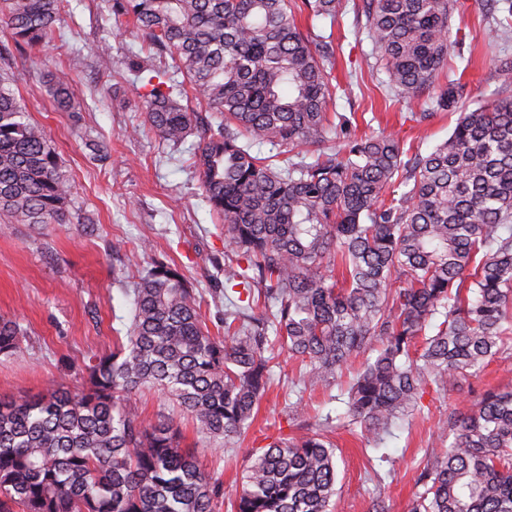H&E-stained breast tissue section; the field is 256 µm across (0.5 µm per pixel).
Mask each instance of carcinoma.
Here are the masks:
<instances>
[{
    "mask_svg": "<svg viewBox=\"0 0 512 512\" xmlns=\"http://www.w3.org/2000/svg\"><path fill=\"white\" fill-rule=\"evenodd\" d=\"M66 0H0V217L61 224L72 182L18 97L25 54L59 37ZM142 38L128 68L145 119L192 145L203 197L224 226V286H240L210 333L201 300L157 261L129 289L126 342L81 369L84 384L0 401V512H216L221 487L181 447L174 419L131 404L163 391L202 437L237 442L251 426L279 347L303 365L302 389L361 369L348 424L377 441L428 389L455 387L512 333V99L459 114L424 156L393 134L367 135L327 112L338 92L331 37L298 16L336 22L340 0H110ZM454 0H365V28L422 120L445 109ZM156 59L154 65L150 60ZM54 104L70 73L47 75ZM337 139L334 151L327 143ZM269 143L275 153H252ZM27 330L0 319V355ZM422 340V349L416 348ZM336 451L316 432L272 439L251 459L232 512H330ZM412 512H512V390H489L457 420L454 441L418 478Z\"/></svg>",
    "mask_w": 512,
    "mask_h": 512,
    "instance_id": "1",
    "label": "carcinoma"
}]
</instances>
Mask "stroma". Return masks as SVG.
<instances>
[{
	"label": "stroma",
	"mask_w": 512,
	"mask_h": 512,
	"mask_svg": "<svg viewBox=\"0 0 512 512\" xmlns=\"http://www.w3.org/2000/svg\"><path fill=\"white\" fill-rule=\"evenodd\" d=\"M336 22L314 20V31L333 35L334 74L348 96L332 101L359 132H394L428 154L447 139L462 109L478 101L511 97L498 64L512 61V28L507 14H488L475 0H463L451 19L453 49L448 73L459 85L456 107L426 121L415 120L420 103L399 101L376 60L374 46L358 19L362 0H341ZM64 34L54 46L32 51L19 94L32 120L44 127L68 171L72 202L62 224H18L0 218V316L20 320L30 331L26 351L0 356V397L46 393L69 366L111 353L130 324L124 293L136 276L127 257L144 247V263H174L197 288L211 333L224 331V232L202 197L200 177L189 145L163 142L144 121L136 79L127 71L129 51L139 37L126 18L111 15L105 0H67L61 15ZM112 47L111 76L98 70L95 49ZM65 68L77 85L75 109L57 111L44 77ZM300 364L281 355L273 383L247 437L231 448L184 425L183 445L193 452L225 492L235 489L251 458L268 438L291 436L306 428L336 447L337 512H371L384 494L388 512H410L420 473L442 451L438 425L470 413L490 389L512 388V335L501 354L481 372L461 379L457 388L424 396L409 417L393 426L381 445L350 430L340 415L360 368L352 360L336 384L302 394L301 411L285 400ZM331 423H324V416ZM453 438V431H446Z\"/></svg>",
	"instance_id": "obj_1"
}]
</instances>
